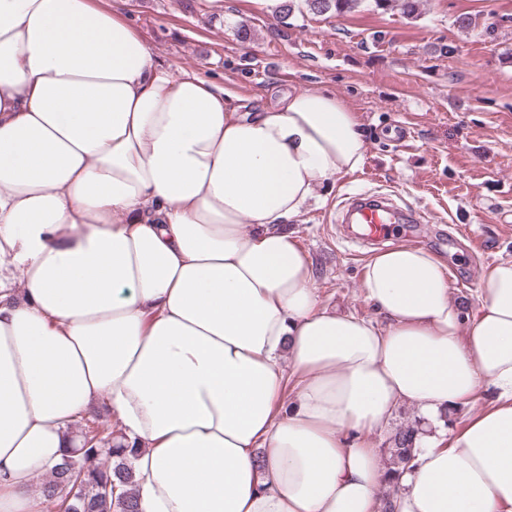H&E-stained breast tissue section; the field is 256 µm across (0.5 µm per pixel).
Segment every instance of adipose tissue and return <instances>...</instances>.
Returning <instances> with one entry per match:
<instances>
[{
	"label": "adipose tissue",
	"instance_id": "1",
	"mask_svg": "<svg viewBox=\"0 0 512 512\" xmlns=\"http://www.w3.org/2000/svg\"><path fill=\"white\" fill-rule=\"evenodd\" d=\"M232 99L94 0H0V512H43L98 406L139 512H378L370 437L404 403L396 512H512V259L466 310L391 245L363 266L375 317L328 308L287 226L362 166L357 116ZM489 397L485 394L483 396H480L479 399L476 401H473L471 403L461 405V408H458L457 411H454L451 409L448 412L444 414L443 421H444V428L448 431L452 429H456L463 425V423L474 413H476L478 410H480L483 406H485L489 402ZM446 422L448 424L446 425Z\"/></svg>",
	"mask_w": 512,
	"mask_h": 512
}]
</instances>
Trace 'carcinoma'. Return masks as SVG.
I'll list each match as a JSON object with an SVG mask.
<instances>
[{
    "label": "carcinoma",
    "instance_id": "obj_1",
    "mask_svg": "<svg viewBox=\"0 0 512 512\" xmlns=\"http://www.w3.org/2000/svg\"><path fill=\"white\" fill-rule=\"evenodd\" d=\"M315 14L341 16L359 8L365 0H305ZM377 10L398 8L410 18L421 14V0H370ZM415 425L397 429L384 450L387 471L391 474L381 512H395L394 495L397 474L412 460ZM112 443V429L89 427L80 440L81 452H68L50 472L41 486L43 496L69 512H138L135 497L128 492L114 495L117 486L135 483L134 449L102 448L101 442Z\"/></svg>",
    "mask_w": 512,
    "mask_h": 512
}]
</instances>
